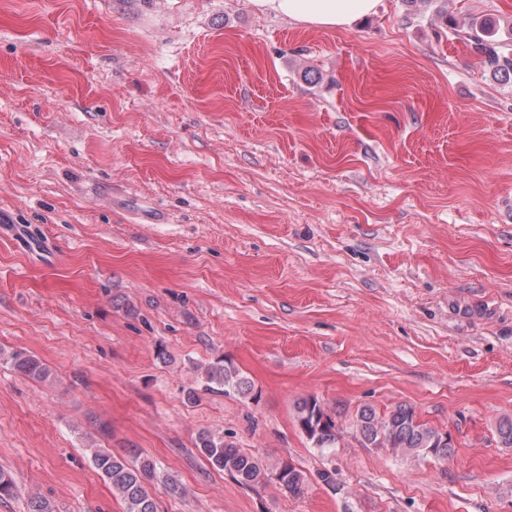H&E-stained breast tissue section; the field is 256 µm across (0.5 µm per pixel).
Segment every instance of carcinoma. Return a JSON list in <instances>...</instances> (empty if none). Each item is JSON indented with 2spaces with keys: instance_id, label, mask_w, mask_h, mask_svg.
Returning a JSON list of instances; mask_svg holds the SVG:
<instances>
[{
  "instance_id": "obj_1",
  "label": "carcinoma",
  "mask_w": 512,
  "mask_h": 512,
  "mask_svg": "<svg viewBox=\"0 0 512 512\" xmlns=\"http://www.w3.org/2000/svg\"><path fill=\"white\" fill-rule=\"evenodd\" d=\"M449 34L464 45L476 58V64L496 79L512 82V36H498L495 23L488 18L451 16L445 18ZM12 366L23 376L44 382L51 377L49 367L37 356L24 352L10 355ZM204 389L233 390L242 395L252 392V384L230 361L219 360L201 374ZM295 421L305 437L316 448H334L341 435L336 418L325 411L320 401L309 396L294 406ZM353 430L361 440L377 448H389L406 458L446 460L455 448L442 441L443 431L421 420L409 404H399L387 412L364 405L356 412ZM497 442L512 448V418H501L495 427ZM198 454L214 470L221 471L237 483L256 488L274 483L292 496L300 495L306 476L295 465L284 461L273 470L257 457L224 437L203 431L195 442ZM95 469L117 493L124 512H158L150 487L162 484L168 493L179 496L183 487L175 477L160 472L156 465L141 454L117 455L106 448L91 449Z\"/></svg>"
}]
</instances>
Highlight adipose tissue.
<instances>
[{
  "label": "adipose tissue",
  "instance_id": "adipose-tissue-1",
  "mask_svg": "<svg viewBox=\"0 0 512 512\" xmlns=\"http://www.w3.org/2000/svg\"><path fill=\"white\" fill-rule=\"evenodd\" d=\"M381 0H252L260 12L318 29H347L377 12Z\"/></svg>",
  "mask_w": 512,
  "mask_h": 512
}]
</instances>
